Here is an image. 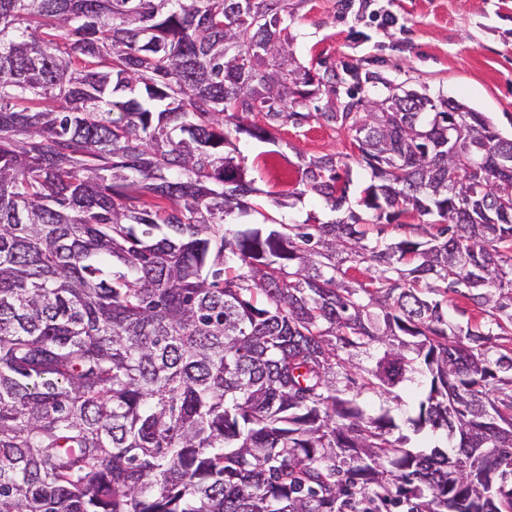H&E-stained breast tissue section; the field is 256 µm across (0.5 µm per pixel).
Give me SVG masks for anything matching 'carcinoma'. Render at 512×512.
I'll return each mask as SVG.
<instances>
[{
	"instance_id": "obj_1",
	"label": "carcinoma",
	"mask_w": 512,
	"mask_h": 512,
	"mask_svg": "<svg viewBox=\"0 0 512 512\" xmlns=\"http://www.w3.org/2000/svg\"><path fill=\"white\" fill-rule=\"evenodd\" d=\"M288 15L0 0V512H512V138L399 86L298 111L336 75L281 67ZM255 113L234 131L355 132L361 205L415 236H368L340 153L301 182L344 216L225 228L256 189L224 123ZM414 373L450 454L358 403ZM448 314L463 324L467 319L479 322L489 318L484 310L478 309L470 300L453 293L448 294Z\"/></svg>"
}]
</instances>
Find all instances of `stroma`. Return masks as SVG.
<instances>
[{
  "instance_id": "1",
  "label": "stroma",
  "mask_w": 512,
  "mask_h": 512,
  "mask_svg": "<svg viewBox=\"0 0 512 512\" xmlns=\"http://www.w3.org/2000/svg\"><path fill=\"white\" fill-rule=\"evenodd\" d=\"M290 49L315 72L336 71V97L380 95L402 86L431 99H456L486 113L512 136V0H289ZM398 23L383 26L384 12ZM358 79H351L350 71ZM351 131L313 118L272 127L267 140L239 135L237 162L256 188L248 213L225 220L235 232L277 224H320L336 214L301 184L302 159L342 153L350 198L370 181Z\"/></svg>"
}]
</instances>
